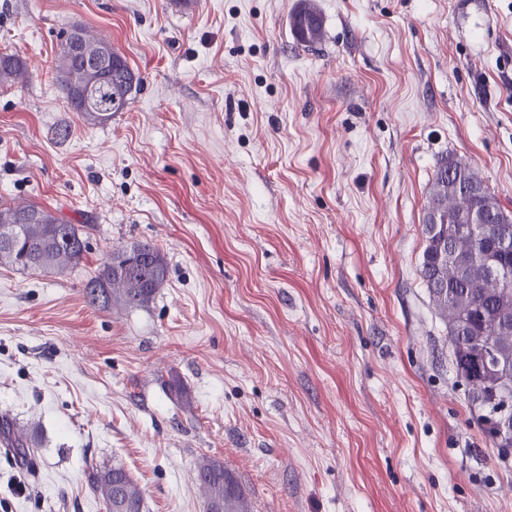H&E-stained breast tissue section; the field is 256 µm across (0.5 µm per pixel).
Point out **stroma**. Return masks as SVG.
Instances as JSON below:
<instances>
[{
  "label": "stroma",
  "instance_id": "stroma-1",
  "mask_svg": "<svg viewBox=\"0 0 512 512\" xmlns=\"http://www.w3.org/2000/svg\"><path fill=\"white\" fill-rule=\"evenodd\" d=\"M314 2L311 50L299 0H0L29 68L0 86V201L89 231L76 268L0 266V415L42 440L31 471L0 453V512H104V464L145 512H206L205 456L252 512H512L420 277L442 160L512 211V0ZM76 24L142 78L104 125L53 78ZM146 241L152 303L90 306ZM309 0H302L301 6L291 15V31L297 42L306 47H316L322 41L323 19ZM139 250L151 256L152 261L135 271L123 267L124 255ZM168 269L157 247L151 243H138L129 250H117L109 255L84 285L83 293L90 306L120 304L129 308H142L155 298L158 288L166 281ZM99 292V294H97ZM88 478L92 491L104 506L112 502V499L120 498L128 505L127 512L145 511L142 490L124 466L113 464L92 468ZM121 501L112 503V512H118L124 507Z\"/></svg>",
  "mask_w": 512,
  "mask_h": 512
}]
</instances>
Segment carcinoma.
Returning a JSON list of instances; mask_svg holds the SVG:
<instances>
[{"instance_id":"carcinoma-1","label":"carcinoma","mask_w":512,"mask_h":512,"mask_svg":"<svg viewBox=\"0 0 512 512\" xmlns=\"http://www.w3.org/2000/svg\"><path fill=\"white\" fill-rule=\"evenodd\" d=\"M290 26L298 43L310 48L321 43L323 19L310 0H302L291 15ZM98 69L96 59L73 55L60 46L55 59L57 85L71 108L90 125H104L112 120L114 113L123 111L141 82V77L117 52L112 54V67L106 80H98ZM27 76V63L19 53L0 52L1 85H21ZM91 84L96 86L98 99L92 106L83 107L78 99ZM487 206L502 208L483 178L468 163L454 158L442 162L430 186L423 224L426 247L420 268L435 309L448 324V341L457 375L467 388L470 410L478 411L475 420L485 435L492 432L489 416L495 390L503 378L512 375V334L502 335L496 324L501 313H512V261L504 260L499 278H490L482 260L483 239L458 217ZM436 214L454 226L453 234H448V228L442 224L436 228L429 223V217ZM32 215L39 219L26 221ZM2 224L21 225L22 246L7 255L0 254L1 266L31 273L57 272L80 265L88 251L84 226L71 224L39 204L11 207L0 202ZM446 238L467 262L462 274L449 266L448 260L439 258L441 242ZM131 250L148 254L152 261L130 272L123 267L126 251L113 252L84 285L83 293L89 305L142 308L155 298L167 278L164 259L159 249L148 242L138 243ZM490 347L502 359V365L497 370L469 376L467 366L483 357ZM0 443L21 465L34 468L37 444L29 436L16 435L6 417L0 419ZM197 470L203 476L206 503H222L224 512H247L245 495L237 480L224 474V464L204 457ZM89 484L105 505L119 498L128 505L127 512H141L144 508L142 490L120 464L92 469Z\"/></svg>"}]
</instances>
